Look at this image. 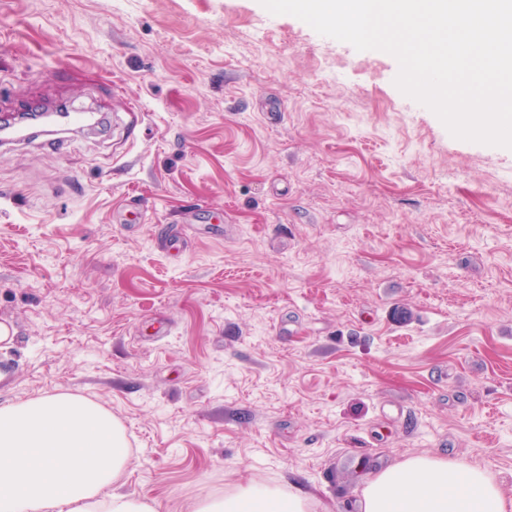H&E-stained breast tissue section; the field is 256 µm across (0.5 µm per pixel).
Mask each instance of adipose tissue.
I'll list each match as a JSON object with an SVG mask.
<instances>
[{
	"label": "adipose tissue",
	"instance_id": "obj_1",
	"mask_svg": "<svg viewBox=\"0 0 512 512\" xmlns=\"http://www.w3.org/2000/svg\"><path fill=\"white\" fill-rule=\"evenodd\" d=\"M130 459L125 430L68 392L0 406V512H159L116 491ZM193 512H314L303 494L249 481ZM361 512H512L494 477L460 459L413 455L370 476Z\"/></svg>",
	"mask_w": 512,
	"mask_h": 512
}]
</instances>
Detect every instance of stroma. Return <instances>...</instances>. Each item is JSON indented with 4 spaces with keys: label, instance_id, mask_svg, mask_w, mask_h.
<instances>
[{
    "label": "stroma",
    "instance_id": "obj_1",
    "mask_svg": "<svg viewBox=\"0 0 512 512\" xmlns=\"http://www.w3.org/2000/svg\"><path fill=\"white\" fill-rule=\"evenodd\" d=\"M398 70L260 0H0V113L109 115L0 151V405L110 410L160 512L250 479L351 512L415 454L512 498V149ZM66 112H69V121L71 123V127L83 129L86 128V125L93 124L95 125V129L98 128L101 124H104L107 120V114L103 112H99L92 108L84 109V110H74L66 106Z\"/></svg>",
    "mask_w": 512,
    "mask_h": 512
}]
</instances>
